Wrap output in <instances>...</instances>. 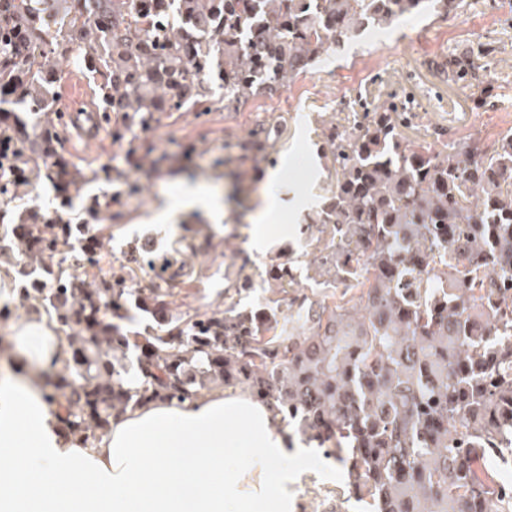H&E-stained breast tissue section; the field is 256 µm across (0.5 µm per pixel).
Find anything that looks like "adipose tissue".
Listing matches in <instances>:
<instances>
[{"label": "adipose tissue", "instance_id": "ef3b65f1", "mask_svg": "<svg viewBox=\"0 0 512 512\" xmlns=\"http://www.w3.org/2000/svg\"><path fill=\"white\" fill-rule=\"evenodd\" d=\"M13 341L29 370L0 390V512H288L270 493L288 480V439L248 394L151 402L74 444L40 396L43 372L68 356L56 324L21 319Z\"/></svg>", "mask_w": 512, "mask_h": 512}]
</instances>
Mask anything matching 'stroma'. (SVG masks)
Here are the masks:
<instances>
[{
	"instance_id": "35a3bbf8",
	"label": "stroma",
	"mask_w": 512,
	"mask_h": 512,
	"mask_svg": "<svg viewBox=\"0 0 512 512\" xmlns=\"http://www.w3.org/2000/svg\"><path fill=\"white\" fill-rule=\"evenodd\" d=\"M465 2L455 17L429 16L358 41L273 98L228 109L216 93L210 112L159 113L150 130L136 131L129 142L113 140L108 120L86 137L73 126L59 128L60 152L77 180L71 206H62L56 187L37 173L22 187L0 182L14 199L0 229V378L27 371L9 338L26 314L12 228L31 211L101 229L97 265L73 269L92 286L120 269L142 293H172L184 311L261 301L284 314L297 297L338 300L343 286L314 280L311 266L328 237L307 228L335 178L322 151L331 128L394 102L409 114L408 139L439 149L472 138L490 150L512 129V0ZM460 57L470 66L450 77L448 63ZM263 125L273 133L267 159L258 162L240 145ZM184 186L199 191L189 209L180 204ZM269 198L281 200L271 221L287 225L288 233L268 236L256 251L250 231ZM281 262L295 275L286 291L267 277L268 266ZM246 279L250 289L236 291ZM280 463L288 470L291 512H362L342 494L344 467L320 451L298 442Z\"/></svg>"
}]
</instances>
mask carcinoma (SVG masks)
<instances>
[{"mask_svg": "<svg viewBox=\"0 0 512 512\" xmlns=\"http://www.w3.org/2000/svg\"><path fill=\"white\" fill-rule=\"evenodd\" d=\"M464 0H8L0 18V133L15 162L51 176L55 132L19 134L1 105L52 112L59 62L79 57L102 91L112 137L159 112H207L283 88L324 54ZM405 113L377 106L327 136L335 183L311 223L331 235L335 280L356 293L282 317L256 304L172 313L130 335L126 277L89 288L62 264L83 224H23L25 257L60 256L20 305L45 313L71 356L43 399L87 443L154 401L241 387L310 448L347 467L374 512H512V131L493 151L407 141Z\"/></svg>", "mask_w": 512, "mask_h": 512, "instance_id": "obj_1", "label": "carcinoma"}]
</instances>
